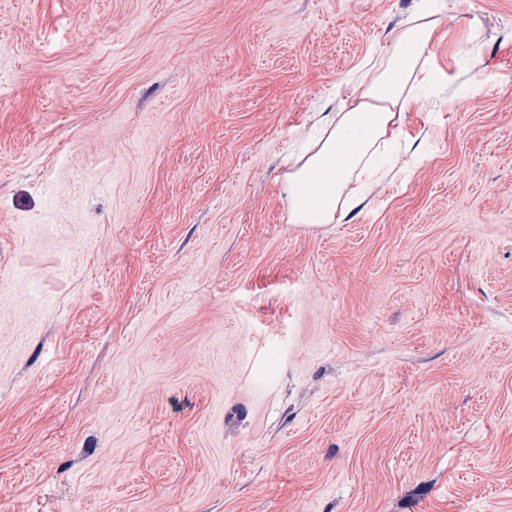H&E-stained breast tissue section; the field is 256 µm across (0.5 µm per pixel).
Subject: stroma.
<instances>
[{
	"instance_id": "obj_1",
	"label": "stroma",
	"mask_w": 512,
	"mask_h": 512,
	"mask_svg": "<svg viewBox=\"0 0 512 512\" xmlns=\"http://www.w3.org/2000/svg\"><path fill=\"white\" fill-rule=\"evenodd\" d=\"M419 2L0 0V512H512V0L288 221ZM437 12L423 7L404 22L391 46L369 61L358 87L328 112L321 130L285 175L288 221L304 227L335 224L377 171L372 158L402 134L413 87L438 38ZM359 91V92H358Z\"/></svg>"
}]
</instances>
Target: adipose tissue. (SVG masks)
<instances>
[{"instance_id":"obj_1","label":"adipose tissue","mask_w":512,"mask_h":512,"mask_svg":"<svg viewBox=\"0 0 512 512\" xmlns=\"http://www.w3.org/2000/svg\"><path fill=\"white\" fill-rule=\"evenodd\" d=\"M438 23L435 11H414L392 45L360 72L357 91L326 114L318 135L285 176L289 223L308 228L336 223L338 212L374 180L372 159L402 133Z\"/></svg>"}]
</instances>
